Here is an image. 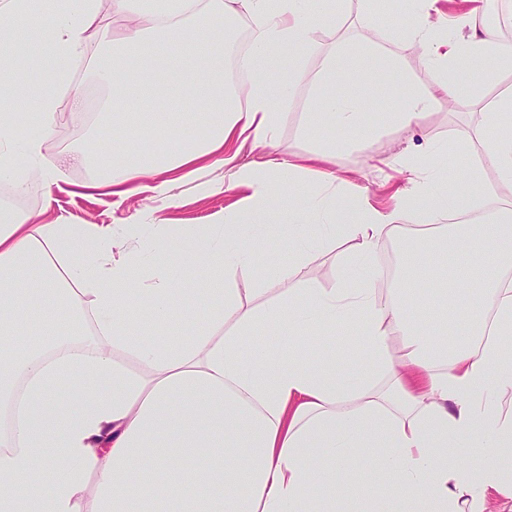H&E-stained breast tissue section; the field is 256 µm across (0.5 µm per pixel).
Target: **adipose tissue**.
<instances>
[{"label": "adipose tissue", "mask_w": 512, "mask_h": 512, "mask_svg": "<svg viewBox=\"0 0 512 512\" xmlns=\"http://www.w3.org/2000/svg\"><path fill=\"white\" fill-rule=\"evenodd\" d=\"M100 2L66 0L49 13L41 0H0V181L16 194L31 167L58 183L56 91L74 83L70 64L102 22ZM435 3L398 0L392 21L440 81L408 85L384 118L408 129L439 100L466 96L482 108L468 135L481 164L452 187L436 150L396 154L390 165L406 185L381 210L344 198L333 162L347 146L366 148L370 102L404 74L361 42L320 52L318 32L336 24L331 0H112L127 26L106 42L98 81L112 88L109 128L123 127L135 148L79 152L93 188L148 191L172 206L181 181L223 192L206 174L231 165L230 186L244 195L200 229L37 224L0 206V512H79L86 499L90 512H336L350 500L360 512L385 501L396 512H494L491 493L512 498V461L497 454L512 447L502 405L512 390V198L491 196L485 179L491 170L512 184V89L483 95L493 80L484 61L512 66V49ZM17 17L32 41L24 56L14 52ZM242 17L251 45L240 60L248 82L237 86L226 78V28ZM315 54L320 65L307 70ZM301 92L308 124L335 133L286 157L275 146L281 108ZM148 96L171 105L166 121H149ZM247 144L263 151L260 167L238 164ZM484 201L481 222L458 223ZM405 207L428 226L401 251L408 281L382 288L386 274L373 267L329 289L299 281L273 302L242 304L238 276L276 281L340 239L355 243L349 264L361 263L404 236ZM307 225L316 243L303 239ZM175 235L185 241L176 264L164 258ZM442 240L465 272L439 276ZM273 243L287 266L266 261ZM34 312L42 337L17 351L12 338ZM339 321L369 352L349 377L306 355ZM267 335L288 337L287 355L273 354ZM77 380L87 388L58 396ZM466 448L487 449L485 463H464ZM356 449L385 478L375 492L353 479Z\"/></svg>", "instance_id": "adipose-tissue-1"}]
</instances>
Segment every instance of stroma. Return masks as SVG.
<instances>
[{"label": "stroma", "mask_w": 512, "mask_h": 512, "mask_svg": "<svg viewBox=\"0 0 512 512\" xmlns=\"http://www.w3.org/2000/svg\"><path fill=\"white\" fill-rule=\"evenodd\" d=\"M342 40L362 43H377L387 49L401 63L405 74L413 83L429 87L436 86L438 74L422 65L417 46L405 42L389 22L371 25L361 24L356 0H349L343 9L336 12V26L319 32L318 41L322 49H329ZM103 32L94 30L89 34L87 52L77 67L75 82L71 91L65 92L60 100L57 116V139L53 152L65 173L60 187L49 190L40 171L31 170L26 175L27 210L33 213L38 223L50 224H194L203 226L213 223L225 206L237 200L239 190L228 191L209 198L200 197L193 183L186 182L176 188L180 203L175 207L162 206L151 193L144 192L131 196L125 201L107 195L102 190L85 189L90 177L88 167L79 164L74 153L91 143H99L105 150H112V138L101 135L98 111L74 113L71 105L74 96L93 97L101 100L111 95V88L102 86L96 73L103 62ZM306 96H299L283 108V120L279 126L276 148L284 155H298L313 150L320 136L326 135V128L306 130ZM476 118L467 107L448 110L440 106L431 112L420 127L411 130L381 129L372 139L368 151L351 148L336 159L337 166L351 180L353 188L363 190L366 198L375 207L383 209L391 204L393 184L402 177L385 166V158L405 149H415L429 143L452 140L453 149L448 155L447 177L449 184H456L459 172L468 170L475 163L474 155L465 150L459 139L460 131L474 125ZM346 242L334 244L332 251L317 252L313 262L300 267L297 278L316 282L321 287L331 288L337 279L344 277L341 253ZM359 339L347 335L344 325H337L319 343L324 354H335L336 371L340 375L354 372L363 362L362 353L356 352Z\"/></svg>", "instance_id": "35a3bbf8"}]
</instances>
